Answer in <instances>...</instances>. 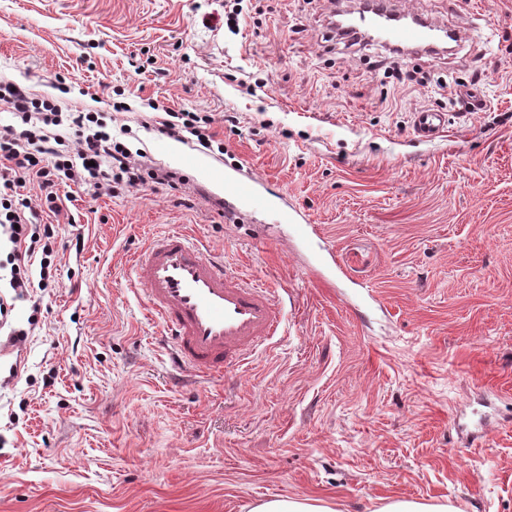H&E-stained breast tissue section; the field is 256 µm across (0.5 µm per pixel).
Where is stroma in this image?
<instances>
[{
  "mask_svg": "<svg viewBox=\"0 0 512 512\" xmlns=\"http://www.w3.org/2000/svg\"><path fill=\"white\" fill-rule=\"evenodd\" d=\"M396 6L459 30L458 46L402 62L339 49L336 0H246L236 34L224 0H0V82L127 126L130 150L184 178L75 186L41 214L57 276L15 304L26 343L0 348V512L288 497L512 512V0ZM453 95L486 105L462 117ZM170 109L210 115L223 151L157 133ZM421 110L448 113L447 132L416 139ZM210 166L268 181L321 241L226 210ZM182 228L283 298V335L228 381L174 368L131 283V255Z\"/></svg>",
  "mask_w": 512,
  "mask_h": 512,
  "instance_id": "obj_1",
  "label": "stroma"
}]
</instances>
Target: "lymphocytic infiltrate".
<instances>
[{
    "label": "lymphocytic infiltrate",
    "instance_id": "f902f5d3",
    "mask_svg": "<svg viewBox=\"0 0 512 512\" xmlns=\"http://www.w3.org/2000/svg\"><path fill=\"white\" fill-rule=\"evenodd\" d=\"M0 103L15 115L13 125L0 126V282L10 295L0 294V324H5L17 300L33 286L54 283L52 239L49 224L36 223L39 210L60 213L59 191L73 184H90L104 193L114 186L138 187L147 183L175 185L178 175L152 169L118 141L106 123L93 112H62L53 101L31 97L19 84H0ZM213 119L180 111L160 122L159 134L180 141L196 140L211 148ZM45 126H64L68 138L48 139ZM40 193L23 194L27 185ZM40 255V270L31 274L27 257Z\"/></svg>",
    "mask_w": 512,
    "mask_h": 512
}]
</instances>
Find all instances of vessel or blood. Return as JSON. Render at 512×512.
<instances>
[{"label":"vessel or blood","instance_id":"b4317fda","mask_svg":"<svg viewBox=\"0 0 512 512\" xmlns=\"http://www.w3.org/2000/svg\"><path fill=\"white\" fill-rule=\"evenodd\" d=\"M366 16L353 23L370 44L424 48L433 41L429 21L404 22L392 0H371ZM412 127L418 139L431 141L448 127L447 113H414ZM211 181L247 207L268 214L273 223L293 226L303 240L314 229L295 208L273 205L268 185L255 176L238 177L212 170ZM132 280L143 291L144 302L164 330L176 367L220 375L246 365L255 348L279 335L282 328L276 288L229 269L223 257L212 254L200 239L183 230L151 238L135 255Z\"/></svg>","mask_w":512,"mask_h":512}]
</instances>
